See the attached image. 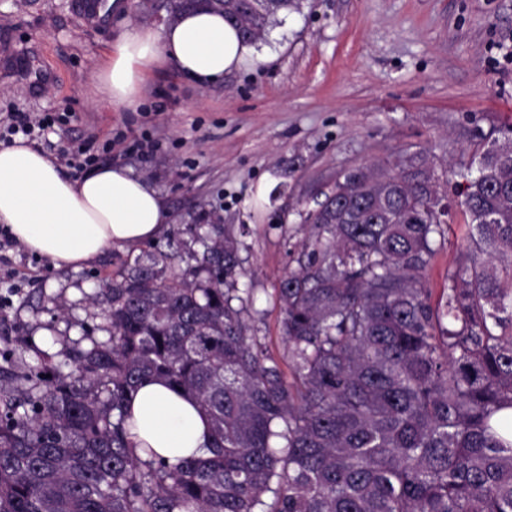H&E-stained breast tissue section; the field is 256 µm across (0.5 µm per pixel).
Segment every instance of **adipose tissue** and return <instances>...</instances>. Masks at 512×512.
Segmentation results:
<instances>
[{"mask_svg":"<svg viewBox=\"0 0 512 512\" xmlns=\"http://www.w3.org/2000/svg\"><path fill=\"white\" fill-rule=\"evenodd\" d=\"M254 52L220 11L188 10L158 29L134 24L124 30L107 54L104 87L113 106L133 108L156 63H172L206 86L239 69ZM168 217L161 196L124 168L99 166L72 180L24 139L0 146V226L51 267L78 268L112 247L154 239ZM130 413L135 447L155 448L168 460L192 455L209 441L197 402L164 383H143Z\"/></svg>","mask_w":512,"mask_h":512,"instance_id":"obj_1","label":"adipose tissue"}]
</instances>
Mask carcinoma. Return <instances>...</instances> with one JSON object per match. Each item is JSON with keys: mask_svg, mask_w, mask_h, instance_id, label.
<instances>
[{"mask_svg": "<svg viewBox=\"0 0 512 512\" xmlns=\"http://www.w3.org/2000/svg\"><path fill=\"white\" fill-rule=\"evenodd\" d=\"M292 3L216 9L247 41ZM499 133L477 172H455L474 233L436 303L426 272L448 225L426 156L325 194L275 288L284 365L222 224H190L179 255L105 281L89 303L107 339L83 328L88 345L20 389L0 365V512H512V287L494 265L512 260V125ZM149 380L199 403L204 454L133 446L128 407Z\"/></svg>", "mask_w": 512, "mask_h": 512, "instance_id": "1", "label": "carcinoma"}]
</instances>
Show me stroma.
<instances>
[{"label":"stroma","mask_w":512,"mask_h":512,"mask_svg":"<svg viewBox=\"0 0 512 512\" xmlns=\"http://www.w3.org/2000/svg\"><path fill=\"white\" fill-rule=\"evenodd\" d=\"M297 2L222 81L199 86L166 63L126 111L99 93L98 75L126 23H170L158 0H128V19L99 27L74 0H0V113L51 116L30 143L62 175L81 176L63 151H85L145 180L170 212L155 239L78 269L0 240V349L21 353L17 375L59 363L96 323L93 289L145 252H176L189 224L224 225L241 242L262 333L284 354L275 288L296 265L308 212L344 172L416 152L443 172L453 203L427 271L434 294L447 287L471 232L452 172L512 124V0Z\"/></svg>","instance_id":"35a3bbf8"}]
</instances>
